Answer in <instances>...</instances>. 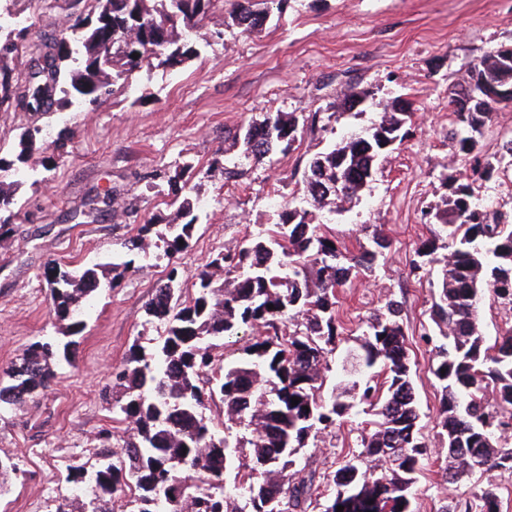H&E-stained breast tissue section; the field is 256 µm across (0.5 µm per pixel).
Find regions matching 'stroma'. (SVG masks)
Listing matches in <instances>:
<instances>
[{"mask_svg":"<svg viewBox=\"0 0 512 512\" xmlns=\"http://www.w3.org/2000/svg\"><path fill=\"white\" fill-rule=\"evenodd\" d=\"M8 7L29 18L31 41L46 43L69 31L68 0H10ZM221 21L218 14L204 21L199 34L210 44L200 57L136 74L129 90L97 107L0 112L2 157H13L27 127L40 128L46 143L61 135L71 140L63 161L47 159L44 168L19 177L13 230L0 237V383L9 384L11 365L31 343L62 335L49 312L52 266L129 265L122 278L95 292L74 364H60L55 382L34 401L0 412V459L18 465L0 512H56L72 495L74 468L96 465L102 429L122 434L106 386L134 339L156 337L158 322L145 305L167 274L165 261L128 249L127 242L145 219L179 223L176 207L165 203L169 177L193 168L184 194L199 206L200 220L190 251L179 258L189 280L211 252L270 228L284 205L310 207L303 176L312 156L368 129L379 116L376 103L398 101L412 112L403 143L378 160L357 201L340 212H316L317 223L347 251L369 245L373 229L390 243L373 274L351 279L338 293L348 338L336 345L327 383L349 382L342 366L358 347L362 323L387 299L402 301L429 445L418 475L419 512H443L488 484L498 490L501 512H512L510 473L443 481L445 453L434 437L437 387L429 372L436 287L410 272L417 245L430 234L426 211L442 204L454 179L467 172L450 156L449 90L490 52L512 47V0H288L282 16L261 31L228 28L219 39ZM363 92L367 101L334 112V104ZM268 112H324L331 120L258 163L236 137ZM511 135L512 103L506 102L478 135V156H492ZM104 195L113 205L90 209L91 199ZM357 439L347 418L304 454L322 471L355 452Z\"/></svg>","mask_w":512,"mask_h":512,"instance_id":"stroma-1","label":"stroma"}]
</instances>
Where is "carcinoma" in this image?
<instances>
[{
  "label": "carcinoma",
  "mask_w": 512,
  "mask_h": 512,
  "mask_svg": "<svg viewBox=\"0 0 512 512\" xmlns=\"http://www.w3.org/2000/svg\"><path fill=\"white\" fill-rule=\"evenodd\" d=\"M286 3L238 0L228 17L253 33ZM219 5L224 0H72L70 34L51 45L28 42L27 28L6 32L0 25V109L36 112L54 97L63 108L96 107L135 73L173 68L199 56L200 47L187 34ZM24 45L29 59L18 92L9 61ZM482 77L512 87V48L486 55L470 70L467 85ZM465 86L453 88L451 102ZM499 104L489 98L482 112L455 109L448 132L453 159L480 180L512 168V137L504 139L492 161L475 154L477 135ZM410 117L393 103L364 135L315 154L305 172L314 205L339 211L358 197L385 154L381 143H402ZM321 121L318 112L301 118L293 112L267 113L243 128L238 140L246 156L262 161L278 147L289 150L299 132ZM38 135L39 129H26L15 159L0 156V173L28 164L38 151ZM14 204V194L0 180V236L10 230ZM178 213L183 222L148 220L130 240L132 248L144 252L157 238L160 258L170 266L146 306L162 330L145 345L135 341L112 372L119 390L113 421L131 429L117 444L111 433L101 434L91 495L61 504L58 512H98L107 498L126 500L134 505L132 512H174L164 493L173 483L185 484L189 512H309L315 505L320 512H337L339 506L343 512H418L417 473L427 444L402 302L387 300L362 327L358 340L366 380L323 393L329 356L343 335L336 291L351 278L374 272L389 243L374 232L376 248L344 252L328 245L332 238L308 209L288 205L273 229L247 234L211 254L186 288L174 258L191 248L198 215L186 197ZM428 215L434 222L430 236L415 249L412 272L434 273L438 281L431 320L439 339L429 372L440 392L437 437L448 449L443 478L454 484L477 470L512 472V442L503 437L512 429V331L490 345L479 324L485 292L512 305V225L477 205L467 181L454 183L445 208ZM99 268L61 271L50 282V313L66 324L69 340L30 344L10 370L13 383L0 387V407L25 405L55 381L57 362L71 363L70 337L85 326V308L100 285ZM254 328L263 334L235 362L225 364L213 354L215 342ZM213 405L221 411L210 418L205 410ZM359 405L374 416L362 429L360 451L327 473L316 474L308 459L295 469L301 450ZM242 448L249 449L252 466L240 484L244 506L238 507L224 483ZM376 461L384 471L371 466ZM197 472L208 475V490L199 489ZM317 478L332 488L323 503L314 495ZM443 512H500L497 489L489 484L461 509Z\"/></svg>",
  "instance_id": "carcinoma-1"
}]
</instances>
